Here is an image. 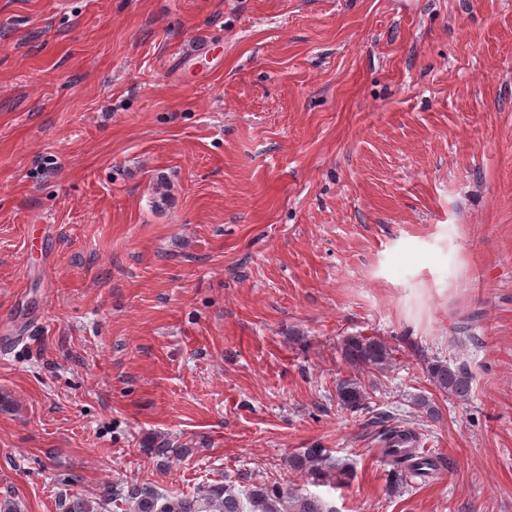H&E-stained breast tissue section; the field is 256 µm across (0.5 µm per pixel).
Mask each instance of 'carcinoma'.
<instances>
[{"label": "carcinoma", "instance_id": "1", "mask_svg": "<svg viewBox=\"0 0 512 512\" xmlns=\"http://www.w3.org/2000/svg\"><path fill=\"white\" fill-rule=\"evenodd\" d=\"M344 356L358 371L380 372L390 364V349L380 340L364 336H351L344 343ZM428 375L440 391L460 401L471 393V376L462 367L450 366L444 360L428 363ZM339 405L350 411L366 405L369 393L361 379L350 376L336 384ZM382 453L401 482L415 477L423 478L445 466L439 456L422 454L413 448H395L398 440L412 438V434L393 426L381 435ZM148 456L168 459L179 455V449L165 442H150L140 448ZM326 464L324 449L307 448L291 458V465L315 473ZM124 500L131 512H336L323 499L315 495H302L290 489L257 484L242 491L229 484L209 485L192 496H171L158 491L131 485L122 493L110 487L102 489L95 498L71 496L64 501L65 512H104L112 503Z\"/></svg>", "mask_w": 512, "mask_h": 512}]
</instances>
